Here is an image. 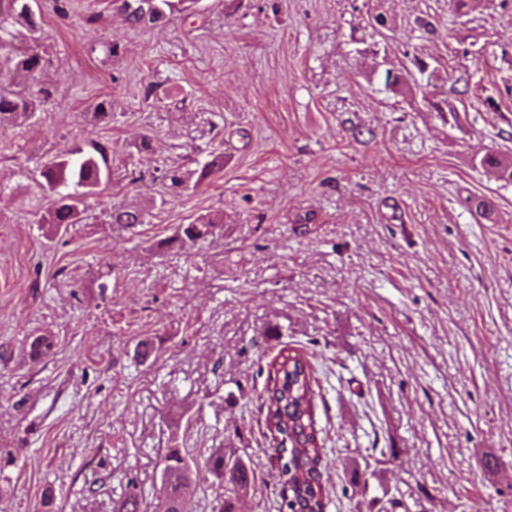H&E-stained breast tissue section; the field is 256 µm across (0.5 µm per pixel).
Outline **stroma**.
Instances as JSON below:
<instances>
[{
    "label": "stroma",
    "instance_id": "stroma-1",
    "mask_svg": "<svg viewBox=\"0 0 512 512\" xmlns=\"http://www.w3.org/2000/svg\"><path fill=\"white\" fill-rule=\"evenodd\" d=\"M40 5L54 96L0 129V512L48 487L112 512L168 448L241 457L235 512H278L257 370L284 349L311 366L326 512H512V185L479 164L512 149V0H198L143 29ZM93 140L112 181L49 239L38 172ZM213 152L211 182L150 177ZM115 206L151 221L131 236ZM223 223V214H216L214 216L198 219L193 224H183L172 239L161 241L159 245H164L171 242H180L181 248H184L185 246L192 247L198 241L204 240L209 236H213L215 231L219 227L223 226Z\"/></svg>",
    "mask_w": 512,
    "mask_h": 512
}]
</instances>
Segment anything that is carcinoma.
I'll use <instances>...</instances> for the list:
<instances>
[{"instance_id": "obj_1", "label": "carcinoma", "mask_w": 512, "mask_h": 512, "mask_svg": "<svg viewBox=\"0 0 512 512\" xmlns=\"http://www.w3.org/2000/svg\"><path fill=\"white\" fill-rule=\"evenodd\" d=\"M198 0H112V6L124 14L134 28H145L163 22L175 11L193 9ZM26 26L30 41L17 46L3 38L10 27ZM42 11L38 0H0V129L31 120L52 97V91L41 80L47 59L40 51L36 33L41 30ZM479 165L495 170L499 180L512 183V153H488ZM224 169V156L215 155L196 170V184L209 182ZM37 184L56 195L54 208L42 223L48 225L51 238L65 232L79 220L82 197L112 179L108 149L93 141L79 148L73 156L52 160L39 170ZM158 179L174 191L183 189L185 180L178 166L160 171ZM110 223L120 228L145 223L138 210L114 208ZM224 223L216 214L182 225L172 241L180 247H191L215 234ZM52 342L37 336L29 344L30 357L40 360L52 352ZM314 390L308 360L297 350H283L268 365L266 382L260 395V413L266 427L281 436L277 442L278 458H286L282 475L288 493L281 508L286 512H325V491L319 470L321 448L316 441ZM160 488L154 490L147 503L142 493L130 491L115 512H182L181 503L190 487V474L212 477L225 484L224 501L218 512H233L232 500L250 482L249 468L239 457L227 456L224 449L214 450L203 465H191L179 449L170 448L162 458Z\"/></svg>"}]
</instances>
